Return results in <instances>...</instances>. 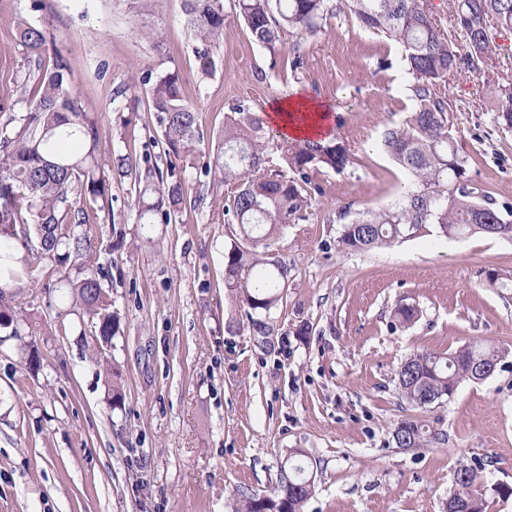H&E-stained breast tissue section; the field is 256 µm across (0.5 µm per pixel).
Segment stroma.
<instances>
[{
	"label": "stroma",
	"instance_id": "obj_1",
	"mask_svg": "<svg viewBox=\"0 0 512 512\" xmlns=\"http://www.w3.org/2000/svg\"><path fill=\"white\" fill-rule=\"evenodd\" d=\"M224 13L218 67L202 81L181 0L153 2L146 21L164 32L159 51L138 32L136 0H0V102L30 70L18 25L47 23L50 51L101 117L107 154L158 156L141 81L150 69L178 72L199 113L202 154L236 102L265 115L301 94L330 107V135L351 156L343 172L310 171L307 219L276 241L290 273L272 311L270 350L235 326L240 311L224 287V189L202 154L184 172L197 203L176 223L137 224L135 189L116 179L111 205L79 227L87 238L79 263L120 317L99 352L62 268L31 258L10 302L21 334L0 333V512H233L238 493L275 487L294 448L318 464L306 512H443L462 462L478 469L482 490L512 485V288L487 279L491 270L512 273V240L448 239L430 225L368 251L336 245L344 217L397 206L411 187L381 148L384 132L417 107L400 49L335 11L316 33L282 32L273 57L252 40L235 0H224ZM510 79L512 32L502 30L484 63L460 62L434 89L448 102L466 180L508 206L512 130L494 109ZM400 301L419 308L414 324L394 325ZM303 324L310 335H297ZM475 339L500 348V368L428 411L444 443L396 448L389 428L410 412L398 395L399 364ZM30 340L42 356L35 370L23 359ZM115 364L125 392L117 411Z\"/></svg>",
	"mask_w": 512,
	"mask_h": 512
}]
</instances>
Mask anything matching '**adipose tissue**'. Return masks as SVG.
I'll return each instance as SVG.
<instances>
[{
    "mask_svg": "<svg viewBox=\"0 0 512 512\" xmlns=\"http://www.w3.org/2000/svg\"><path fill=\"white\" fill-rule=\"evenodd\" d=\"M268 118L287 138H314L327 130L330 112L324 104L297 96L271 105Z\"/></svg>",
    "mask_w": 512,
    "mask_h": 512,
    "instance_id": "adipose-tissue-1",
    "label": "adipose tissue"
}]
</instances>
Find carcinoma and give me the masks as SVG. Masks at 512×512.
Instances as JSON below:
<instances>
[{
    "instance_id": "obj_1",
    "label": "carcinoma",
    "mask_w": 512,
    "mask_h": 512,
    "mask_svg": "<svg viewBox=\"0 0 512 512\" xmlns=\"http://www.w3.org/2000/svg\"><path fill=\"white\" fill-rule=\"evenodd\" d=\"M237 14L253 40L271 54L278 52L281 33L301 35L322 26L327 0H235ZM336 8L353 16L370 32L402 51L418 107L403 127L383 134L381 145L390 159L412 179L395 208L380 209L343 225L337 245L343 251H365L410 236L427 224L456 238L484 233L512 239V206L498 207L486 191L468 186L467 159L448 140L446 103L433 87L457 66L460 53L475 63L491 52L490 29L512 30V0H455V25L464 44L448 39L428 0H340ZM182 11L198 62L200 80L216 70L214 50L224 31V0H182ZM47 23L18 26L16 38L34 66L16 99L0 103L8 116L0 125V237L21 239L24 246L42 242L40 253L80 255L87 239L68 231L87 224L99 204L112 199V178L100 152L99 115L85 110L70 85L69 68L58 56H48ZM152 72L149 106L161 134L168 167L141 165L130 153L112 157V173L129 178L136 195L137 223L171 224L189 201L185 179L177 165L190 161L201 142L197 110L187 100L179 75ZM496 122L512 129V81L501 86ZM267 125L241 100L224 122V133L208 154L206 167L224 186V216L236 226L224 249V287L243 308L246 327L254 336L273 332L270 313L288 287V264L272 245L290 224L307 220L308 171H343L350 164L348 149L334 138H311L277 144L284 168L267 165ZM73 287L86 310L96 316L94 332L114 336L119 320L97 302L99 278L86 273ZM392 318L399 325L414 322L419 309L397 304ZM502 357L491 342L474 340L451 352L418 351L397 371L400 398L413 409L451 398L465 381H475L480 368ZM416 450L444 440V433L422 415H405L391 428V438ZM317 461L296 448L280 466L279 480L269 494L242 493L236 512H304L316 493ZM477 472L461 463L455 471L452 499L470 512H488L485 493L477 487Z\"/></svg>"
}]
</instances>
